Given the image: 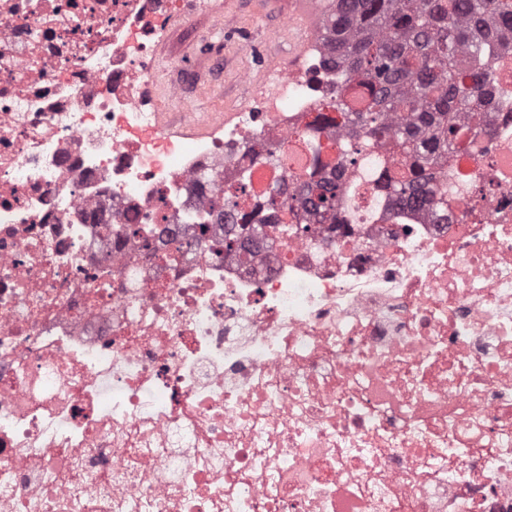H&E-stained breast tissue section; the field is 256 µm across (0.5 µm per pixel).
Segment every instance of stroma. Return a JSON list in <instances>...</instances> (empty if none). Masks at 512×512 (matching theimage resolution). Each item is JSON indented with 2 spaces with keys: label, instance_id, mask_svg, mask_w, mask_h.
<instances>
[{
  "label": "stroma",
  "instance_id": "35a3bbf8",
  "mask_svg": "<svg viewBox=\"0 0 512 512\" xmlns=\"http://www.w3.org/2000/svg\"><path fill=\"white\" fill-rule=\"evenodd\" d=\"M310 36L306 23L290 22L288 0H206L173 22L156 56L158 110L168 119L188 113L197 125L211 116L253 105L259 88L273 85L299 61L304 80L312 57H301ZM194 76L185 95L171 96L177 81Z\"/></svg>",
  "mask_w": 512,
  "mask_h": 512
}]
</instances>
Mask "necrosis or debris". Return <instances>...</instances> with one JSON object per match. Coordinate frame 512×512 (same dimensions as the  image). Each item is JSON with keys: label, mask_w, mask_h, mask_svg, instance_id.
Segmentation results:
<instances>
[{"label": "necrosis or debris", "mask_w": 512, "mask_h": 512, "mask_svg": "<svg viewBox=\"0 0 512 512\" xmlns=\"http://www.w3.org/2000/svg\"><path fill=\"white\" fill-rule=\"evenodd\" d=\"M201 0H0V512H512V55L447 223L383 208L177 262L320 101L178 141L157 40ZM211 228L212 227L210 224H196L194 228L193 239L189 242H184L174 238L170 239L168 241L169 250L166 254V257L170 260H175L179 254L183 253L184 247H191L193 244L199 245L209 242L211 238Z\"/></svg>", "instance_id": "1"}]
</instances>
